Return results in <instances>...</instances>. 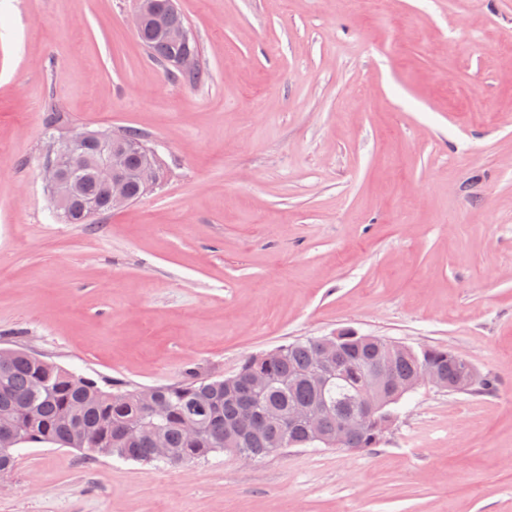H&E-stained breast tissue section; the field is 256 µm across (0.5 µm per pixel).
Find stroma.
<instances>
[{
    "instance_id": "stroma-1",
    "label": "stroma",
    "mask_w": 512,
    "mask_h": 512,
    "mask_svg": "<svg viewBox=\"0 0 512 512\" xmlns=\"http://www.w3.org/2000/svg\"><path fill=\"white\" fill-rule=\"evenodd\" d=\"M208 80L170 79L136 0H0V348L97 380L234 374L353 330L445 347L382 443L181 468L27 444L0 512H512V0H178ZM65 130L141 129L161 180L65 223ZM455 357L462 363L464 374L460 383V387L456 389L459 392H468V389L475 386L482 380V375L477 368L461 353L452 350ZM495 380L490 376H484L481 385L472 393L486 394L495 388Z\"/></svg>"
}]
</instances>
